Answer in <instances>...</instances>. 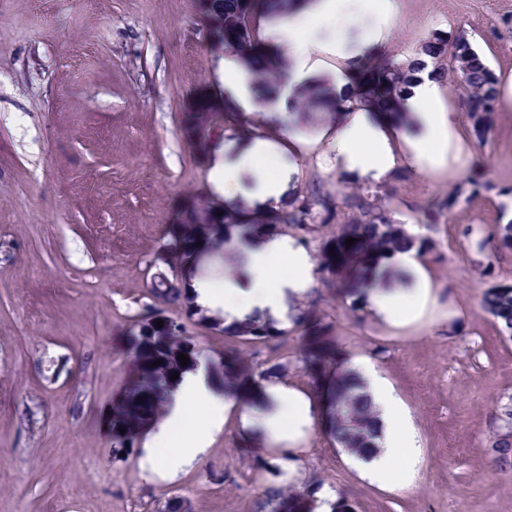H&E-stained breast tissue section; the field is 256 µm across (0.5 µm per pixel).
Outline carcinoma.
<instances>
[{"label":"carcinoma","mask_w":512,"mask_h":512,"mask_svg":"<svg viewBox=\"0 0 512 512\" xmlns=\"http://www.w3.org/2000/svg\"><path fill=\"white\" fill-rule=\"evenodd\" d=\"M292 0H222L224 10V47L232 50L251 75L260 79L269 92H278L288 82V69L270 50L261 32V19L288 9ZM371 56L351 77L352 95L339 98L338 108L357 100L392 119L400 118L398 105L422 67L445 82L452 81L466 96L468 118L476 145L483 146L495 120V107L500 97V80L487 59L473 45L467 34L454 37L435 32L405 62L370 49ZM496 185L486 174L471 170L456 183L448 196L422 210V223L429 229L448 223L452 211L462 203L491 194ZM208 227L190 228L173 225L165 251L176 255L180 264H204V257H213L231 242L232 231L241 237L259 232H282L289 228L306 236L330 232L321 237L317 251V268L331 296L362 295L378 284L387 287L397 273L390 259L412 249L433 261L443 260L435 240L408 232L405 225L394 221L390 211L377 203V194L367 188L347 194L333 195L317 182L291 199L287 206L273 212L231 207L223 214L211 206L200 207ZM355 239L346 246L345 239ZM491 247L495 254L512 253V220L497 224L488 237L479 243ZM149 299L169 307L185 309L186 318L194 325L224 337L230 346L216 369L224 392L253 406L259 399L262 382L282 378L288 373L286 357L257 362L264 348L278 350L288 345V332L297 334V360L301 372L338 411L331 412L325 425L326 436L345 452L362 458L377 448L381 429L369 396L361 391L355 373L348 367L346 352L338 336L336 319L321 306L320 300L307 303L294 318L290 331L278 329L260 318L251 319L229 330L223 322L191 306L186 289L188 280L165 275H152ZM483 306L496 320L500 334L512 336V286L492 285L483 294ZM139 314L124 327L122 335L128 360L120 388L112 398V443L118 448H132L164 409L168 392L174 385L170 374L184 373L199 362L196 337L183 324L171 329L156 327ZM188 355L183 366L179 354ZM159 365H154V362ZM125 429L120 433L119 429ZM237 457L249 463L254 479L268 470L266 458L246 441L235 448ZM319 486L309 484L301 489L287 484L268 485L254 500L250 512H318L316 493Z\"/></svg>","instance_id":"1"}]
</instances>
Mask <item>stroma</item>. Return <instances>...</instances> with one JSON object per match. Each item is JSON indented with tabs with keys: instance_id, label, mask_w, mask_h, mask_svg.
<instances>
[{
	"instance_id": "35a3bbf8",
	"label": "stroma",
	"mask_w": 512,
	"mask_h": 512,
	"mask_svg": "<svg viewBox=\"0 0 512 512\" xmlns=\"http://www.w3.org/2000/svg\"><path fill=\"white\" fill-rule=\"evenodd\" d=\"M382 36L372 18L337 28L350 54L371 44L413 53L432 33L464 29L502 78L512 77V0H395ZM197 0H0V512H157L183 496L194 512H249L263 484L316 483L355 512H512V463L494 438L512 429V340L499 336L482 295L512 285V255L478 243L507 223L512 199V102L499 101L484 147L451 91L466 167H483L500 193L456 208L433 237L438 291L418 321L396 325L368 304L326 299L346 351L370 359L394 387L423 455L404 488L366 480L353 458L313 424L303 454L281 443L255 482L234 448L230 418L189 468L144 471L142 446L118 452L104 428L126 365L118 327L149 301L148 265L169 224L191 206H223L210 180L220 139L189 147V113L213 102L223 123L224 55L205 45ZM319 92L308 98L313 138L336 121L323 100L336 91V58L324 55ZM315 141L289 185L361 187L354 173L318 165ZM462 177L459 170H406L376 192L398 222Z\"/></svg>"
}]
</instances>
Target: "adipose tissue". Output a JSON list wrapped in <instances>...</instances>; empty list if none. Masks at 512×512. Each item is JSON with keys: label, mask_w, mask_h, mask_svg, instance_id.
<instances>
[{"label": "adipose tissue", "mask_w": 512, "mask_h": 512, "mask_svg": "<svg viewBox=\"0 0 512 512\" xmlns=\"http://www.w3.org/2000/svg\"><path fill=\"white\" fill-rule=\"evenodd\" d=\"M370 11L378 30L388 29L396 18L394 0H295L291 11L276 20L275 30L295 59L290 80L272 110L284 113L297 86L309 82L319 70L318 51L326 41L305 34L308 22L330 28L339 20L356 21L357 9ZM224 88L232 103L245 113L257 109L250 77L237 57L224 58ZM441 82L421 75L404 96L400 109L410 115L407 127L395 128L393 121L372 108L353 103L349 110L337 113L335 124L320 134L336 165L368 181L378 183L403 168L433 169L458 162L456 118L446 107ZM309 139L302 129L284 132L280 144L264 138L249 142L234 139L224 144L210 173L214 189L225 200L239 199L263 208L278 205L293 179L294 167L282 168L277 174L259 166L260 156L276 152L285 145L298 153ZM228 251L244 261L248 277L236 280L225 276L223 288H216L212 276L192 277L188 294L197 308L219 315L226 326L234 327L254 313L281 325H291L292 298L307 294L316 284V266L310 254L286 236L265 235L243 242L232 239ZM393 263L410 277L404 288L367 290L368 302L375 312L393 323H408L418 318L434 301L430 277L416 252L401 253ZM353 369L369 394L382 435L378 449L361 460L365 478L388 485L394 472L413 475L421 461L422 448L403 405L392 385L367 359L354 361ZM264 391L273 407L268 411H242L244 427L264 428L271 440L299 444L313 423L316 403L305 390L279 379L265 381ZM237 406L234 396L219 392L218 383L205 367H198L178 378L165 409L152 426L140 466L148 472L166 470L169 474L191 466L211 445L224 427L225 416ZM189 440H182V433Z\"/></svg>", "instance_id": "ef3b65f1"}]
</instances>
